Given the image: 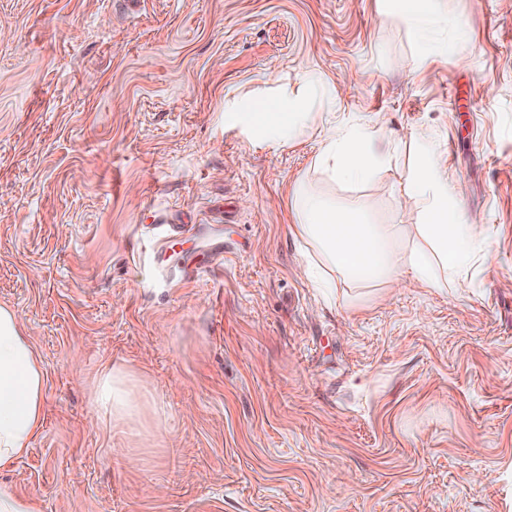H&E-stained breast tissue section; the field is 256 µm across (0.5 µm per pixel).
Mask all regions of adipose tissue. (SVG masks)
I'll return each instance as SVG.
<instances>
[{
    "label": "adipose tissue",
    "instance_id": "1",
    "mask_svg": "<svg viewBox=\"0 0 512 512\" xmlns=\"http://www.w3.org/2000/svg\"><path fill=\"white\" fill-rule=\"evenodd\" d=\"M397 12L425 43H439L448 17L431 12L428 0H393ZM303 95L260 104L236 102L238 119L250 140L279 147L300 136L313 120L310 107L330 103L327 86L304 76ZM378 131L356 126L327 134L315 158L329 179L346 185L373 181L389 170L391 154L377 153ZM406 192L420 209L410 224H369L360 206L338 209L317 194L297 193L291 231L311 250L302 270L306 278L331 287L341 275L365 288L383 284L431 290L472 266L490 249L486 228L468 223L448 171L428 151H421ZM45 376L42 363L15 310L0 305V471L10 469L29 450L43 420ZM96 402L111 420L122 422L138 409L125 375L112 370L99 379Z\"/></svg>",
    "mask_w": 512,
    "mask_h": 512
}]
</instances>
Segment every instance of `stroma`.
I'll use <instances>...</instances> for the list:
<instances>
[{
  "label": "stroma",
  "instance_id": "obj_1",
  "mask_svg": "<svg viewBox=\"0 0 512 512\" xmlns=\"http://www.w3.org/2000/svg\"><path fill=\"white\" fill-rule=\"evenodd\" d=\"M431 6L453 51L390 0H0V304L45 373L0 489L42 512H512V0ZM308 72L379 129L385 176L316 172L321 124L259 147L225 116ZM414 131L489 231L478 287L324 294L294 189L402 223ZM176 224L204 273L161 251ZM112 368L141 402L124 423L95 400Z\"/></svg>",
  "mask_w": 512,
  "mask_h": 512
}]
</instances>
